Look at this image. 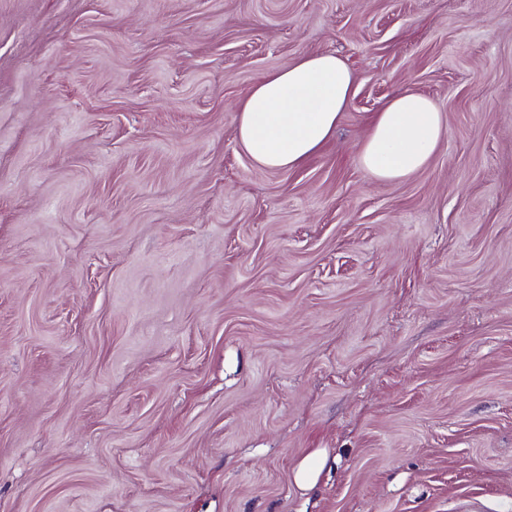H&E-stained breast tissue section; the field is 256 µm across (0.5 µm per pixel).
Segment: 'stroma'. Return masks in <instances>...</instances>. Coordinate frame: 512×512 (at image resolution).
Masks as SVG:
<instances>
[{
  "label": "stroma",
  "instance_id": "35a3bbf8",
  "mask_svg": "<svg viewBox=\"0 0 512 512\" xmlns=\"http://www.w3.org/2000/svg\"><path fill=\"white\" fill-rule=\"evenodd\" d=\"M323 52L335 138L258 167ZM404 91L446 131L378 181ZM0 512H512V0H0ZM353 85L351 66L331 52L302 56L266 74L238 105L239 144L261 168L302 165L335 137ZM444 131L442 113L431 99L402 92L374 114L358 161L377 180L401 181L427 164ZM326 460V456L321 452H313L304 457L294 471L295 483L304 487L314 485Z\"/></svg>",
  "mask_w": 512,
  "mask_h": 512
}]
</instances>
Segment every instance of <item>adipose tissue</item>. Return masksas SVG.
Segmentation results:
<instances>
[{"instance_id": "1", "label": "adipose tissue", "mask_w": 512, "mask_h": 512, "mask_svg": "<svg viewBox=\"0 0 512 512\" xmlns=\"http://www.w3.org/2000/svg\"><path fill=\"white\" fill-rule=\"evenodd\" d=\"M353 85L351 66L331 52L302 56L266 74L238 105L239 144L261 168L302 165L335 137ZM444 131L443 116L431 99L400 93L374 114L358 161L377 180H403L427 164Z\"/></svg>"}]
</instances>
